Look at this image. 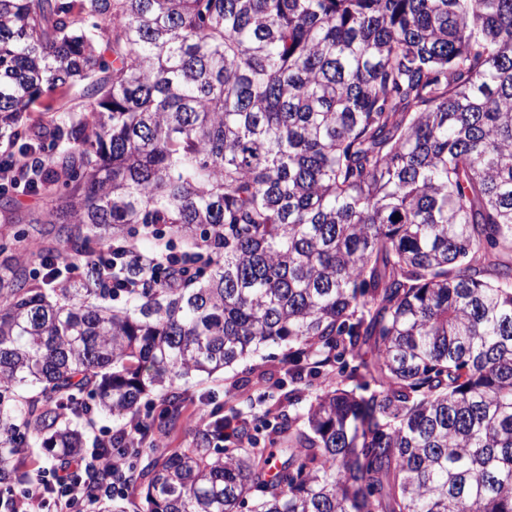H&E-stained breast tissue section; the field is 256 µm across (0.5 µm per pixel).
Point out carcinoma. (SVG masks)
<instances>
[{
  "label": "carcinoma",
  "mask_w": 512,
  "mask_h": 512,
  "mask_svg": "<svg viewBox=\"0 0 512 512\" xmlns=\"http://www.w3.org/2000/svg\"><path fill=\"white\" fill-rule=\"evenodd\" d=\"M0 139V213L49 204L0 234V484L284 343L249 447L112 441L135 512H512V0H0ZM15 199L18 202L17 212L22 215H38L45 209V201L42 196L31 193L22 186L15 191Z\"/></svg>",
  "instance_id": "1"
}]
</instances>
